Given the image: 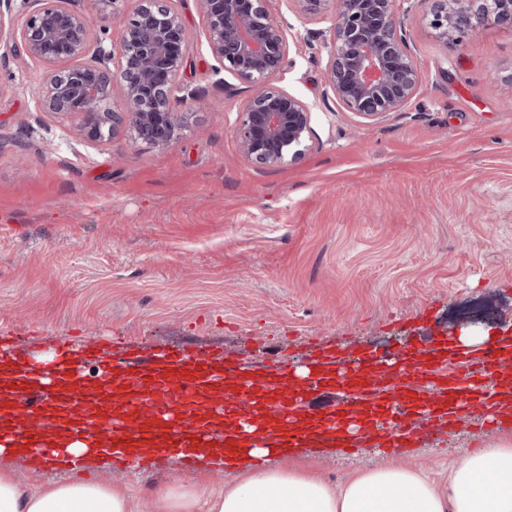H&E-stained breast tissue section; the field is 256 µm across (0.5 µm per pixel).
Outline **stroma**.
Returning <instances> with one entry per match:
<instances>
[{"label":"stroma","mask_w":512,"mask_h":512,"mask_svg":"<svg viewBox=\"0 0 512 512\" xmlns=\"http://www.w3.org/2000/svg\"><path fill=\"white\" fill-rule=\"evenodd\" d=\"M171 5L196 96L173 99L186 120L163 151L122 128L79 141L38 106L44 66L0 50V343L38 360L64 337L101 339L93 378L126 346L301 365L311 342L377 351L512 327V27L488 20L446 43L426 0H405L421 82L403 111L366 123L324 93L330 15L269 0L290 42L273 83L311 106L313 136L301 160L263 169L236 143L248 83L207 52L196 0ZM504 438L511 426L456 427L405 461L444 483L450 456ZM384 461L348 448L308 464L338 487ZM108 478L165 512L158 493L184 468Z\"/></svg>","instance_id":"35a3bbf8"}]
</instances>
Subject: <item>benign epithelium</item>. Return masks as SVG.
<instances>
[{"instance_id": "obj_1", "label": "benign epithelium", "mask_w": 512, "mask_h": 512, "mask_svg": "<svg viewBox=\"0 0 512 512\" xmlns=\"http://www.w3.org/2000/svg\"><path fill=\"white\" fill-rule=\"evenodd\" d=\"M305 15L334 4L325 42V93L367 122L401 112L415 95L420 75L398 10L400 0H292ZM206 49L224 68L249 83L252 94L239 112L236 137L242 157L264 168L300 160L309 149L311 107L272 84L290 52L284 23L267 0H197ZM11 0H0V39L9 49L42 62L47 74L41 108L76 120L77 134L95 142L123 126L135 145L165 149L184 116L171 110L190 52L182 16L166 0H139L119 17L114 42L92 40L93 19L72 0H41L18 27L6 28ZM429 26L455 42L489 18L512 24V0H432ZM62 62L67 67H59ZM121 99L123 109L114 108Z\"/></svg>"}]
</instances>
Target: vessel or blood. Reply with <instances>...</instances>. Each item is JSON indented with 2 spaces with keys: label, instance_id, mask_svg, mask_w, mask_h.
<instances>
[{
  "label": "vessel or blood",
  "instance_id": "1",
  "mask_svg": "<svg viewBox=\"0 0 512 512\" xmlns=\"http://www.w3.org/2000/svg\"><path fill=\"white\" fill-rule=\"evenodd\" d=\"M98 341L65 342L37 364L0 347V446H12L31 470L48 457L72 470L83 458L65 453L83 438L93 455L138 469L164 453L182 464L216 448L240 461L247 441L275 448H363L405 453L481 413L512 423V344L474 350L404 346L348 352L329 345L297 377L280 360L255 364L199 346L145 352L136 362L84 373ZM342 402L314 406L324 393Z\"/></svg>",
  "mask_w": 512,
  "mask_h": 512
}]
</instances>
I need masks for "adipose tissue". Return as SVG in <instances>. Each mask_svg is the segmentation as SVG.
Returning a JSON list of instances; mask_svg holds the SVG:
<instances>
[{
  "instance_id": "1",
  "label": "adipose tissue",
  "mask_w": 512,
  "mask_h": 512,
  "mask_svg": "<svg viewBox=\"0 0 512 512\" xmlns=\"http://www.w3.org/2000/svg\"><path fill=\"white\" fill-rule=\"evenodd\" d=\"M252 461L230 474L225 490L207 473L165 489L166 512H512V441L463 449L448 461L439 486L414 467L385 463L354 471L337 489L303 459L269 465L270 452L252 448ZM0 512H150L127 487L93 476L54 480L30 490L9 462H0Z\"/></svg>"
}]
</instances>
